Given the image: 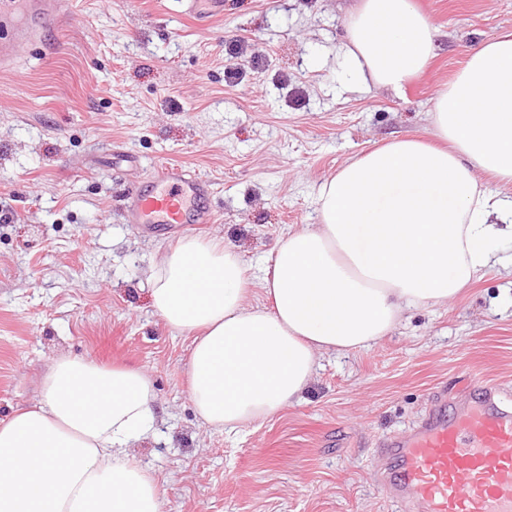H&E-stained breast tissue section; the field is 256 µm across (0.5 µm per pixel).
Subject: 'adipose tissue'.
<instances>
[{
  "instance_id": "ef3b65f1",
  "label": "adipose tissue",
  "mask_w": 512,
  "mask_h": 512,
  "mask_svg": "<svg viewBox=\"0 0 512 512\" xmlns=\"http://www.w3.org/2000/svg\"><path fill=\"white\" fill-rule=\"evenodd\" d=\"M340 49L357 83L402 91L435 56L413 0H356ZM435 142L391 140L316 191L319 221L288 233L247 301V268L223 241L183 238L149 271L154 311L193 335L190 399L210 428L261 423L298 400L322 353L370 347L403 312L447 302L512 237V33L473 46L432 112ZM143 371L61 356L39 399L0 422V512H161L131 455L156 432Z\"/></svg>"
}]
</instances>
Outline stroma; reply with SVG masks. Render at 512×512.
<instances>
[{
  "mask_svg": "<svg viewBox=\"0 0 512 512\" xmlns=\"http://www.w3.org/2000/svg\"><path fill=\"white\" fill-rule=\"evenodd\" d=\"M353 0H224L197 25L185 0H70L0 72V421L39 398L59 356L151 378L155 436L131 453L162 512H397L379 442L435 390L472 379L512 404V270L407 311L370 348L320 357L300 402L235 432L203 426L185 384L191 340L154 312L146 282L178 235L128 223L126 194L155 165L210 180L212 220L251 266L317 223V185L400 136L431 139L435 99L474 44L512 31V0H415L439 29L434 59L402 92L358 89L337 53Z\"/></svg>",
  "mask_w": 512,
  "mask_h": 512,
  "instance_id": "obj_1",
  "label": "stroma"
}]
</instances>
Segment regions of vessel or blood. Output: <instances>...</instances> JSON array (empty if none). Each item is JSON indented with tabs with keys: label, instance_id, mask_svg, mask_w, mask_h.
I'll use <instances>...</instances> for the list:
<instances>
[{
	"label": "vessel or blood",
	"instance_id": "b4317fda",
	"mask_svg": "<svg viewBox=\"0 0 512 512\" xmlns=\"http://www.w3.org/2000/svg\"><path fill=\"white\" fill-rule=\"evenodd\" d=\"M67 16L65 0H0V22L11 24L0 41V70L14 64L17 47L39 41L46 23ZM212 194L208 179L165 164L127 197L125 216L131 224L185 230L209 223ZM378 453L382 486L403 512H512V409L490 382H478L461 411L434 392L416 425L382 440Z\"/></svg>",
	"mask_w": 512,
	"mask_h": 512
}]
</instances>
